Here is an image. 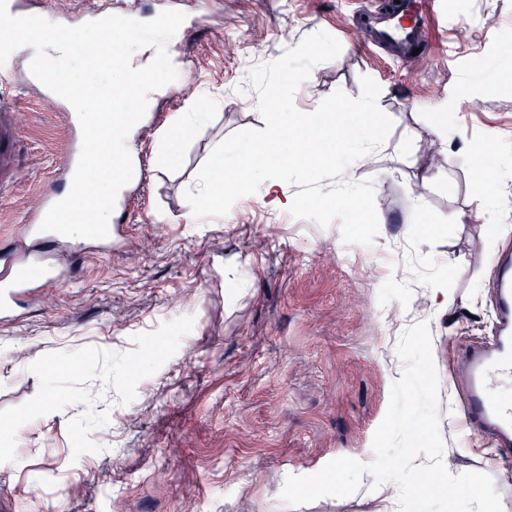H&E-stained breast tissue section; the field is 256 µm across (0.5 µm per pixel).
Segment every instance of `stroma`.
<instances>
[{
  "label": "stroma",
  "mask_w": 512,
  "mask_h": 512,
  "mask_svg": "<svg viewBox=\"0 0 512 512\" xmlns=\"http://www.w3.org/2000/svg\"><path fill=\"white\" fill-rule=\"evenodd\" d=\"M421 51L406 61L366 47L354 16L370 0H52L64 24L107 7L120 27L177 17L195 29L178 66L165 70L179 95H156L137 138L143 179H127L112 254H93L69 287L44 288L23 321L0 326V426L13 425L12 459L0 467V512H400L399 488L379 501L373 478L347 497L292 506L280 493L290 475L349 457L372 462L373 434L405 363L404 331L427 323L439 375L442 460L454 475L492 476L503 512L512 483L495 476L481 437L456 426L451 379L458 346L489 320L490 246L512 250V205L492 238L474 221L486 173L468 147L497 145L502 192L512 193V0H427ZM323 31L340 54L318 64L294 96L314 112L335 91L379 86L393 121L388 156L348 167L371 181L379 230L373 244L344 241L340 221L322 227L260 200L225 201L214 189L201 222L187 217L186 192L214 148L243 130H262L248 77L306 36ZM59 76L110 93L112 60H52ZM18 59L0 84L22 136L10 189L0 192V241L39 209L68 148L66 100L32 79ZM217 99L208 125L156 150L158 134L188 102ZM448 154L428 171L421 159L439 113ZM448 309L433 316L435 283Z\"/></svg>",
  "instance_id": "stroma-1"
}]
</instances>
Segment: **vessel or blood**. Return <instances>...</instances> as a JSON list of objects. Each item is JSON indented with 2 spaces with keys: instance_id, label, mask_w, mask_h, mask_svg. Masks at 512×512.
<instances>
[{
  "instance_id": "vessel-or-blood-1",
  "label": "vessel or blood",
  "mask_w": 512,
  "mask_h": 512,
  "mask_svg": "<svg viewBox=\"0 0 512 512\" xmlns=\"http://www.w3.org/2000/svg\"><path fill=\"white\" fill-rule=\"evenodd\" d=\"M424 0H389L383 12L361 15L371 45L406 53L421 38ZM0 16L10 18L15 32L0 40V72H7L13 59L31 49L34 41L51 42L60 33L43 23L42 0H0ZM71 143L58 176L73 190L75 210L93 215L95 199L83 189L107 174L120 173L122 156L106 151L110 118L100 113L85 121L79 114H64ZM20 155V137L10 113L0 110V190L8 183ZM60 199L48 194L39 211L28 216L10 241L0 244V321L19 320L23 302L34 301L42 288L69 286L63 257H76L92 243L111 248L126 237L123 224L84 225L82 233H68L58 218ZM494 304L489 331L470 342L461 352L455 381L463 393L460 414L465 433L488 436L499 453L492 460L503 477L512 476V252L494 262Z\"/></svg>"
}]
</instances>
